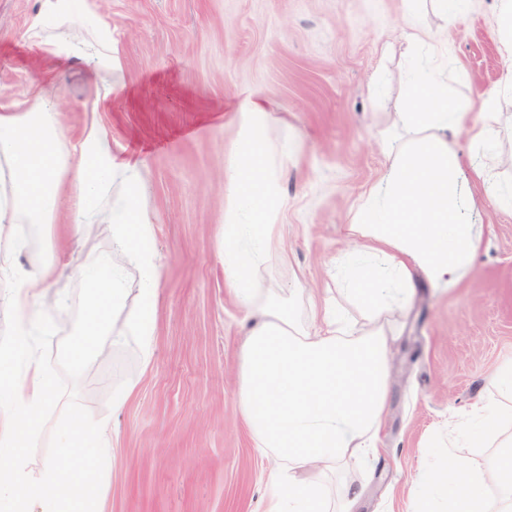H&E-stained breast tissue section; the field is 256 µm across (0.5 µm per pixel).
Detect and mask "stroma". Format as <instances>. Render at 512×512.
I'll list each match as a JSON object with an SVG mask.
<instances>
[{
  "instance_id": "stroma-1",
  "label": "stroma",
  "mask_w": 512,
  "mask_h": 512,
  "mask_svg": "<svg viewBox=\"0 0 512 512\" xmlns=\"http://www.w3.org/2000/svg\"><path fill=\"white\" fill-rule=\"evenodd\" d=\"M80 9L82 54L69 58L57 45L56 0H0V103L39 87L66 149L95 120L114 155L142 160L159 271L153 354L143 361L128 333L102 337L100 353L73 363L88 295L73 269L124 257L95 226L73 237L64 206L50 236L20 225L17 264L54 263L60 294L44 304L50 332L32 336L57 399L26 453L36 464L61 457L60 427L78 408L111 434L95 512H264L273 461L238 407L240 351L254 318L235 303L222 259L225 165L241 107L257 96L272 117L266 139L301 145L278 171L288 261L269 259L258 283L285 289L303 321L310 298L335 295L327 262L358 249L347 226L360 197L382 175L389 146L409 138L394 122L412 64L404 32L438 39L430 61L449 100L479 112L504 73L496 0H465L450 29L432 0H81ZM103 36L121 64L107 80L86 64ZM499 110L496 152L459 176L476 198L466 220L481 230L482 251L452 289L414 273L410 304L395 319L379 453L347 469L354 512H420L411 487L424 463L447 464L448 430L512 363V211L499 204L512 183V99ZM476 166L489 183L473 178ZM129 383L132 398L113 409V389Z\"/></svg>"
}]
</instances>
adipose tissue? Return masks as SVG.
I'll return each instance as SVG.
<instances>
[{
    "label": "adipose tissue",
    "mask_w": 512,
    "mask_h": 512,
    "mask_svg": "<svg viewBox=\"0 0 512 512\" xmlns=\"http://www.w3.org/2000/svg\"><path fill=\"white\" fill-rule=\"evenodd\" d=\"M499 4L502 84L474 118L467 104L449 105L446 85L429 72L410 76L398 117L421 137L409 141L382 180L363 194L349 234L365 239L364 253L337 255L342 286L337 297L314 303L310 323L291 317L275 290L254 286L269 257L288 260L275 235L277 177L270 147L246 134L225 168V187L239 217L224 226V274L240 304L257 316L240 354L239 408L258 448L274 460L266 512H352V498L330 495L320 476L378 451L395 335L389 316L411 299L414 269L452 287L481 251L482 236L460 215L463 161L448 134L466 130L469 149L477 154L493 147L500 99L512 95V0ZM0 158L8 163L11 182L9 195L0 197V280L8 284L0 303L27 314L57 282L50 263L18 270L16 225L53 224L66 180L74 196L71 222L82 227L110 183L122 179L126 191L100 225L113 250L141 274L139 305L125 307L123 267L104 257L78 267L89 302L70 356L78 364L99 350L120 314L126 330L139 336L144 358H151L158 278L140 161H116L95 122L85 128L78 149L65 150L54 105L42 97L32 105L24 99L0 105ZM348 305L360 309V320L345 315ZM490 384L497 399L478 401L467 413L477 424L470 444L487 448L488 456L474 469L423 472L417 481L422 503L441 490L448 512H512V365L495 371ZM55 400V381L25 334L1 345L0 501L13 503L17 512H30L33 504L40 512H87L102 493L92 472L109 452L106 426H87L80 411L70 414L63 430L73 450L66 466L49 457L35 467L28 459L25 450Z\"/></svg>",
    "instance_id": "obj_1"
}]
</instances>
